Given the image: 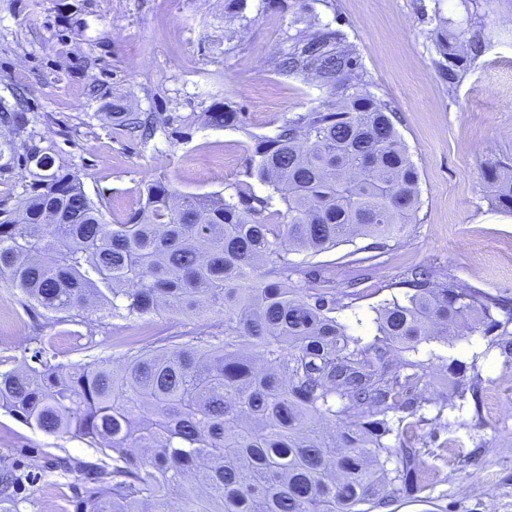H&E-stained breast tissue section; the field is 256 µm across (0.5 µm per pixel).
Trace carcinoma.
<instances>
[{
	"instance_id": "obj_1",
	"label": "carcinoma",
	"mask_w": 512,
	"mask_h": 512,
	"mask_svg": "<svg viewBox=\"0 0 512 512\" xmlns=\"http://www.w3.org/2000/svg\"><path fill=\"white\" fill-rule=\"evenodd\" d=\"M276 68L311 75L335 101L288 119L272 137L252 136L244 190L178 195L148 183L142 208L106 219L77 174L55 161L5 104L0 168L40 154L46 171L6 207L0 203V280L28 311L59 322L131 320L170 312L223 317V330L186 342L127 349L64 364L34 338L30 361L0 360V410L47 436L69 434L97 462L55 458L87 486L76 512H386L410 487L423 490L415 427L455 400L481 415L478 357L512 364V300L466 288L432 268L410 269L402 298L377 309L368 341L336 320V289L288 287L302 274L288 253L318 255L357 236L383 249L413 223L419 172L393 111L358 78L340 30L298 31ZM448 33L453 84L467 57ZM512 209V183L496 185ZM282 203L285 211L275 208ZM487 338L463 363L420 346L459 328ZM448 391L429 392L435 361ZM16 478L0 474L6 512Z\"/></svg>"
}]
</instances>
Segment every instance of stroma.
I'll use <instances>...</instances> for the list:
<instances>
[{
    "label": "stroma",
    "mask_w": 512,
    "mask_h": 512,
    "mask_svg": "<svg viewBox=\"0 0 512 512\" xmlns=\"http://www.w3.org/2000/svg\"><path fill=\"white\" fill-rule=\"evenodd\" d=\"M325 24L343 33L369 90L393 110L419 171L420 208L397 245L373 258L364 237L314 257L293 254L303 282H331L341 295L358 281L352 309L336 316L364 314L367 337L376 308L402 295L398 283L415 266L512 298V210L496 205L485 180L492 167L512 177V0H246L239 16L229 0H0V99L23 96L30 129L91 199L106 202L110 223L138 210L157 179L179 194L264 196L268 187L247 175L252 136L275 135L328 98L312 77L280 74L275 60L297 30ZM445 26L481 45L453 85L437 48ZM218 107L237 123L211 124ZM115 112L148 116L154 136L130 135ZM220 322L163 313L57 323L28 315L0 281V357L12 361L36 336L51 337L58 361L77 363L118 358L128 340L209 336ZM485 345L480 335L435 345L478 362L482 416L448 409L421 424L419 458L431 479L403 495L397 512H512V365L484 355ZM469 452L476 463L460 462ZM65 454L96 458L70 435H45L0 410V464L24 477L21 512H74L84 477L57 471L54 458Z\"/></svg>",
    "instance_id": "1"
}]
</instances>
